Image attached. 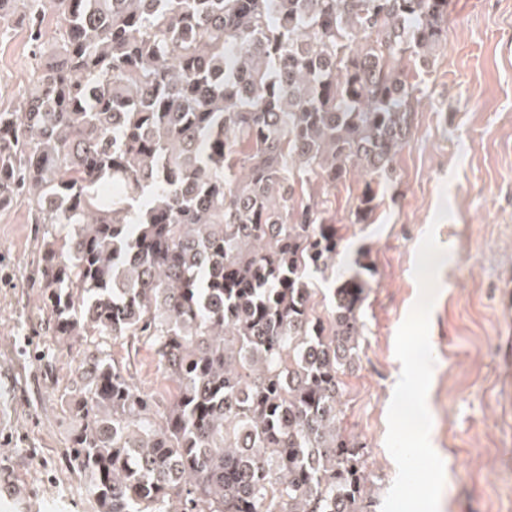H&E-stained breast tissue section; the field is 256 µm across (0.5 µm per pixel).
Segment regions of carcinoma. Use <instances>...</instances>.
I'll list each match as a JSON object with an SVG mask.
<instances>
[{
	"label": "carcinoma",
	"instance_id": "cac0c4a2",
	"mask_svg": "<svg viewBox=\"0 0 512 512\" xmlns=\"http://www.w3.org/2000/svg\"><path fill=\"white\" fill-rule=\"evenodd\" d=\"M18 23L0 208L36 225L45 331L81 349L66 443L97 512H365L342 376L375 270L362 255L316 312L342 236L311 189L360 173L372 223L448 0H0V38ZM28 32L17 26L0 40V101L8 104L28 85L31 73ZM109 348L111 355L123 361H128L129 352V361L135 372V378L142 387L165 393L169 389L170 382L166 381L164 375L158 370L157 358L148 345L140 343L136 349L130 350L126 345L116 344L112 347L111 342Z\"/></svg>",
	"mask_w": 512,
	"mask_h": 512
}]
</instances>
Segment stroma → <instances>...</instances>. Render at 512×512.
<instances>
[{
	"label": "stroma",
	"instance_id": "obj_1",
	"mask_svg": "<svg viewBox=\"0 0 512 512\" xmlns=\"http://www.w3.org/2000/svg\"><path fill=\"white\" fill-rule=\"evenodd\" d=\"M31 63L25 28L0 40V101L26 88ZM415 83L412 136L373 223L349 221L357 176L319 189L342 236L341 269L366 251L377 271L361 309L359 358L344 378V424L373 475L367 512H381L397 474L385 446L401 371L394 340L419 294L418 246L435 228L446 254L434 280L427 395L430 442L445 466L439 512H512V0H449L448 43ZM443 203L450 216L434 222ZM33 259L25 208L0 210V495L20 487L13 512H96L66 460L62 395L78 350L32 333L43 317L26 278ZM38 346L49 359L31 358ZM110 353L131 362L142 387L168 390L149 346Z\"/></svg>",
	"mask_w": 512,
	"mask_h": 512
}]
</instances>
